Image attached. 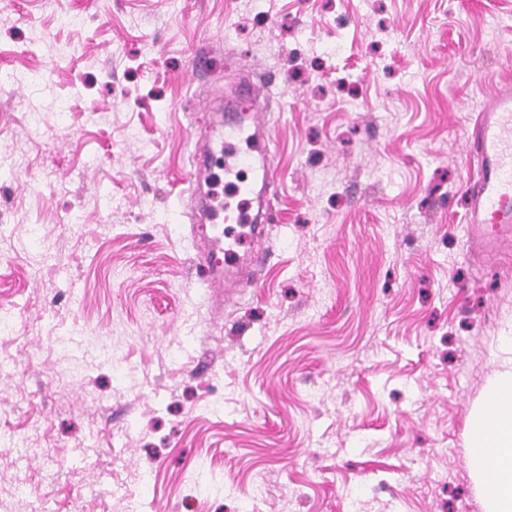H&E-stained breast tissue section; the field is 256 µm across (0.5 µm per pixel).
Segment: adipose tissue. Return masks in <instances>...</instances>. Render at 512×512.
<instances>
[{
  "mask_svg": "<svg viewBox=\"0 0 512 512\" xmlns=\"http://www.w3.org/2000/svg\"><path fill=\"white\" fill-rule=\"evenodd\" d=\"M469 462L484 512H512V358L467 419Z\"/></svg>",
  "mask_w": 512,
  "mask_h": 512,
  "instance_id": "adipose-tissue-1",
  "label": "adipose tissue"
}]
</instances>
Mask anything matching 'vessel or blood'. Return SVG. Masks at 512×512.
Returning <instances> with one entry per match:
<instances>
[{"label":"vessel or blood","mask_w":512,"mask_h":512,"mask_svg":"<svg viewBox=\"0 0 512 512\" xmlns=\"http://www.w3.org/2000/svg\"><path fill=\"white\" fill-rule=\"evenodd\" d=\"M271 132L259 113L225 110L215 151L224 159V218L252 223L258 234L272 229L269 192L277 181V166L269 150ZM470 151L480 161L476 179L467 181L464 222L474 231L489 225H512V85L499 88L480 106L469 136ZM242 240L207 238L197 259L207 273L206 284L215 302L236 289L258 287L251 278Z\"/></svg>","instance_id":"b4317fda"}]
</instances>
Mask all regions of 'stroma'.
Returning <instances> with one entry per match:
<instances>
[{
  "label": "stroma",
  "instance_id": "obj_1",
  "mask_svg": "<svg viewBox=\"0 0 512 512\" xmlns=\"http://www.w3.org/2000/svg\"><path fill=\"white\" fill-rule=\"evenodd\" d=\"M210 53L193 69L196 50ZM252 67L279 223L221 313L181 211L190 133ZM0 505L483 512L466 422L512 354V236L468 240L479 101L512 0H0ZM43 116L40 130L28 110ZM124 349L138 382L102 346Z\"/></svg>",
  "mask_w": 512,
  "mask_h": 512
}]
</instances>
